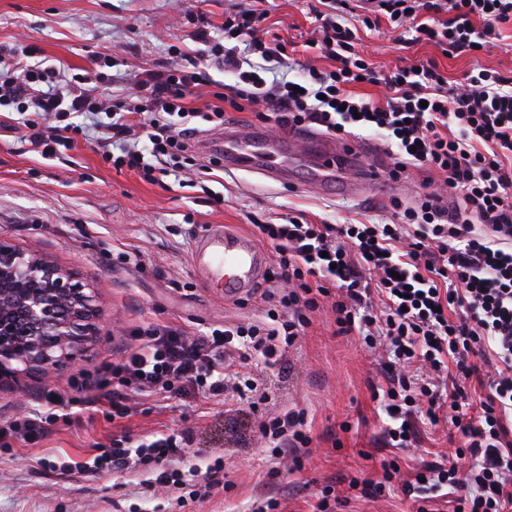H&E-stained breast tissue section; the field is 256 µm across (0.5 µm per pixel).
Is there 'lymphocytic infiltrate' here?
<instances>
[{"mask_svg": "<svg viewBox=\"0 0 512 512\" xmlns=\"http://www.w3.org/2000/svg\"><path fill=\"white\" fill-rule=\"evenodd\" d=\"M313 10L317 32L309 48L319 50L328 68L307 66L300 83H267L259 70L243 69L241 37L253 40L260 58L284 68L289 55L280 35L259 30L264 13L224 15L221 36L200 18L192 33L198 48L181 64L148 70L136 84V106L97 95L104 77L95 69L68 74L60 68L29 65L0 47V107L34 112L48 124L29 141L44 158L71 150L77 136L94 133L98 152L115 171H133L152 185L164 184L166 159L180 155L189 166L199 159L191 129L172 119L195 118L221 126L227 112H252L269 129L322 128L340 136L369 128L390 145L391 178L410 169L440 174V189L414 203L391 202L392 218L382 224H312L291 216L258 225L262 241L275 251L274 287L265 289L263 320L225 325L202 336L157 325L138 335L134 351L104 364L95 389L112 404V416L128 417V391L190 397L229 396L261 409L257 429L276 479L300 469L312 437L301 410H272L271 396L243 370L255 358L277 366L310 324L322 299L333 298L335 333L359 336L380 352L391 407L388 445L416 442L415 424L437 425L449 415L457 436L452 451L421 465L407 479L392 460L381 463L383 478H351L349 490L377 497L398 487L423 505L449 491L452 512H512V78L475 68L449 84L435 60L420 61L389 74L373 70L355 51L359 27L388 21L411 42L432 43L448 54L482 50L500 38L512 21V0H362L360 24L348 23L351 0H319ZM229 69L237 84L196 106L195 88L211 84V68ZM382 84L384 100L355 89ZM84 115L85 124L70 122ZM145 137L140 149L133 142ZM454 197L442 205L443 194ZM484 390L472 406L466 383ZM75 398L50 394L44 409L0 422V447L48 437L58 422L80 419ZM190 431L159 433L137 446L113 439L84 461L63 458L65 474L95 476L106 471L145 469V487L163 486L181 506L207 498L220 484L221 464L187 476L174 462L185 454Z\"/></svg>", "mask_w": 512, "mask_h": 512, "instance_id": "lymphocytic-infiltrate-1", "label": "lymphocytic infiltrate"}]
</instances>
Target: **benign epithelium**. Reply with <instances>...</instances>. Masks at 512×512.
Masks as SVG:
<instances>
[{"label":"benign epithelium","mask_w":512,"mask_h":512,"mask_svg":"<svg viewBox=\"0 0 512 512\" xmlns=\"http://www.w3.org/2000/svg\"><path fill=\"white\" fill-rule=\"evenodd\" d=\"M92 316L72 275L0 242V384L25 371L57 373L87 340Z\"/></svg>","instance_id":"obj_1"}]
</instances>
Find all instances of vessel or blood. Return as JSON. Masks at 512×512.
Wrapping results in <instances>:
<instances>
[{"label":"vessel or blood","mask_w":512,"mask_h":512,"mask_svg":"<svg viewBox=\"0 0 512 512\" xmlns=\"http://www.w3.org/2000/svg\"><path fill=\"white\" fill-rule=\"evenodd\" d=\"M220 139L226 170H249L277 182L289 178L285 158L306 150L315 155L311 183L317 187L332 183L349 195L361 191L382 174L380 167L369 165L366 145L328 140L297 128L272 136L262 129L243 133L228 127ZM267 262V255L252 239L230 232L221 224L208 226L192 254V263L201 276L222 280L228 298L252 288Z\"/></svg>","instance_id":"obj_1"}]
</instances>
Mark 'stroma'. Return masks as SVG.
<instances>
[{
	"label": "stroma",
	"instance_id": "obj_1",
	"mask_svg": "<svg viewBox=\"0 0 512 512\" xmlns=\"http://www.w3.org/2000/svg\"><path fill=\"white\" fill-rule=\"evenodd\" d=\"M254 0H0V43L21 49L36 46L48 63L65 71L94 68L110 58L109 94L132 93L144 70L169 63V47L193 49V16L202 14L222 26L225 12L254 7ZM311 0H266L269 23L294 43L295 67H326L319 51L303 50L311 38ZM357 52L382 70L409 67L434 59L449 79L474 68L512 77V24L500 40L474 54L448 55L432 44L406 45L387 27L361 33ZM18 113L0 111V241L24 252L48 257L75 274L92 297L94 332L52 379L21 374L0 386V420L39 408L48 391L71 394L72 381L94 377L102 364L119 360L136 344L137 331L173 325L196 336L227 323H250L262 316L257 289L235 299L224 296L223 282L204 284L191 253L207 225L224 224L255 235L253 220L303 215L312 224H377L389 213L392 198L413 200L424 174L397 181L393 191L380 188L360 197L321 190L295 179L271 182L244 171H225L216 150H205L214 136L200 123L194 137L209 170H189L169 158L166 186L118 173L90 143L78 140L53 159L37 152L25 137ZM220 204H213V196ZM330 303L310 316L302 340L289 348L276 371L261 372L275 407L305 409L313 442L300 471L267 488L269 464L253 431L246 404L202 397L151 398L133 416L113 420L95 390L81 421L57 424L38 444L0 449V512H249L255 497L272 492L277 512H314L327 481L381 475L380 463L396 459L411 474L447 452L451 426L418 424V440L409 448L386 446L383 430L391 420L375 396L384 377L375 356L358 337L335 333ZM190 430L193 443L179 461L182 471L205 469L221 461L231 489L215 488L203 502L179 507L162 489L142 492L140 474L106 472L95 478L62 476L59 458L87 457L94 445L111 446L114 433L139 440L157 431Z\"/></svg>",
	"mask_w": 512,
	"mask_h": 512
}]
</instances>
